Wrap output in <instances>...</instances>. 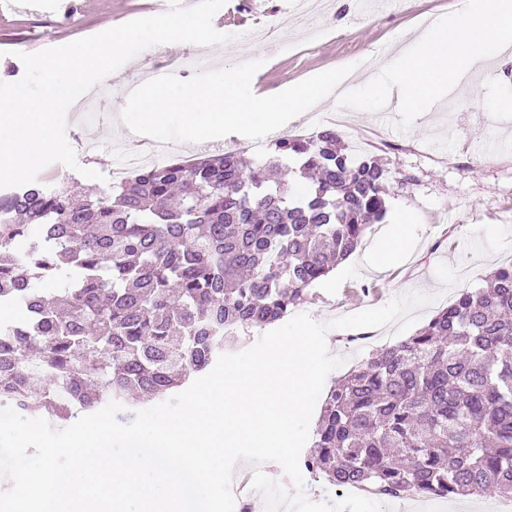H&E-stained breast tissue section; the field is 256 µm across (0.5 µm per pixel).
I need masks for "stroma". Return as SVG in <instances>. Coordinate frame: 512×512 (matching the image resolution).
Returning a JSON list of instances; mask_svg holds the SVG:
<instances>
[{
    "label": "stroma",
    "mask_w": 512,
    "mask_h": 512,
    "mask_svg": "<svg viewBox=\"0 0 512 512\" xmlns=\"http://www.w3.org/2000/svg\"><path fill=\"white\" fill-rule=\"evenodd\" d=\"M229 2L250 10L249 28L226 27L230 39L222 44L190 45L194 63L177 76L188 80L200 69L260 58L263 92L272 95L317 73L363 63L371 52L391 61L410 41L418 21L452 12L456 0H379L370 9L365 8V0H325L323 11L310 15L302 28L291 21L298 0ZM163 11L156 0H55L52 7L35 12L17 10L1 26L14 37L33 32L45 39L64 26L67 40L73 41L99 33L106 25ZM259 26L269 28V39H254L253 30ZM160 53L157 45L145 49L91 88L100 107L82 123H70L67 131L77 167L104 174L109 164L117 162L110 148L125 136L126 126L117 113L125 97L112 87L128 75L143 74L145 66L159 62ZM509 99L512 50L487 65L477 94L447 97L406 132L383 121L381 114L341 109L331 101L291 120L255 148L235 134L200 147L175 142L171 148L179 161L198 158L203 151L224 150L257 162L269 159L275 137L304 138L331 128L351 154L376 155L390 184L386 217L369 226L355 256L314 285L315 298L302 310L324 322L422 292L435 297L419 313L417 322L422 325L463 291L482 287L493 268L512 263V111L500 108ZM88 136L97 139V153L85 151L82 142ZM404 217L412 222L407 253L375 268L373 257L381 238L389 225ZM380 334L378 342L349 343L346 330H330L331 352L345 357L346 364L328 375L326 386H333L348 366L368 358L379 345L402 338L392 325Z\"/></svg>",
    "instance_id": "1"
}]
</instances>
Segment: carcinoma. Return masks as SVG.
<instances>
[{"label":"carcinoma","instance_id":"carcinoma-1","mask_svg":"<svg viewBox=\"0 0 512 512\" xmlns=\"http://www.w3.org/2000/svg\"><path fill=\"white\" fill-rule=\"evenodd\" d=\"M134 172L75 201L73 178L0 198V405L69 419L206 371L294 308L384 219L387 171L336 131ZM305 469L386 500L512 498V264L330 389Z\"/></svg>","mask_w":512,"mask_h":512}]
</instances>
